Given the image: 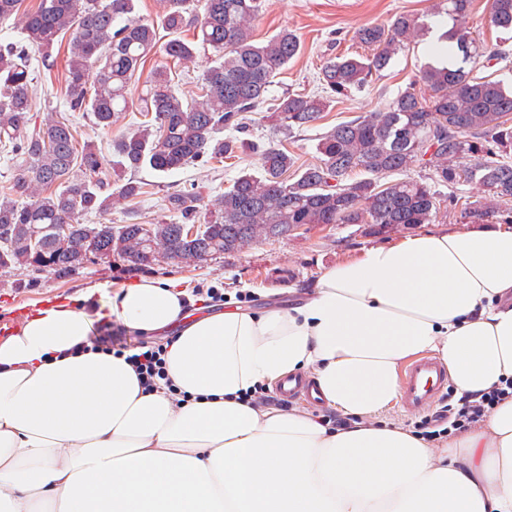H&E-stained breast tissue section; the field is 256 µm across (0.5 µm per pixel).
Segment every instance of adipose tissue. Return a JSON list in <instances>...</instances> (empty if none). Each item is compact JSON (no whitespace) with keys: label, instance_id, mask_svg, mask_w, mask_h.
<instances>
[{"label":"adipose tissue","instance_id":"ef3b65f1","mask_svg":"<svg viewBox=\"0 0 512 512\" xmlns=\"http://www.w3.org/2000/svg\"><path fill=\"white\" fill-rule=\"evenodd\" d=\"M308 293L191 318L184 290L136 278L39 307L0 338V512H512V400L437 450L367 421L429 353L460 397L512 379V228L375 245ZM104 318L171 332L153 390L90 350ZM308 369L346 425L252 403Z\"/></svg>","mask_w":512,"mask_h":512}]
</instances>
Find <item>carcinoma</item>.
Here are the masks:
<instances>
[{
    "instance_id": "obj_1",
    "label": "carcinoma",
    "mask_w": 512,
    "mask_h": 512,
    "mask_svg": "<svg viewBox=\"0 0 512 512\" xmlns=\"http://www.w3.org/2000/svg\"><path fill=\"white\" fill-rule=\"evenodd\" d=\"M0 0V20L20 12L28 45L0 44V152L20 159L0 193V270L26 269L59 277L94 258L118 257L134 267L156 264V256L190 258L235 254L275 240L302 225L366 224L409 228L433 223L445 203L473 222L512 223V82L477 79L468 64L484 57L507 61L512 49H482L470 31L474 0H439L437 14L455 22L449 38L429 48L432 62L382 110L343 121L319 138L312 162L299 161L283 144L261 149L259 174L242 171L211 199L191 189L168 197L180 220L149 227L86 223L107 214L114 202L143 194L133 177L107 183L99 177L104 159L92 141L78 142L67 116H50L32 132L33 85L28 48L50 59L70 34L65 104L101 129L138 100L143 121L112 139V169L150 168L171 174L204 159L223 162L255 145L223 138L242 130L244 114L271 102L272 116L291 132L319 121L340 96L382 76L395 56L424 26L413 14L362 28L357 41L369 54H339L322 66L326 95L272 93L274 78L298 56V37L284 29L266 42L255 39L262 0H161L154 19L140 15L139 0ZM490 24L512 31V0H492ZM169 39L159 44V30ZM192 32L188 39L183 33ZM211 52L192 102L175 89L165 70H154L141 95L133 81L157 52L177 65ZM427 87L429 94L417 89ZM429 180L396 179L415 166ZM440 183L472 185L483 196L446 199ZM384 188H379V185ZM200 224L195 236L186 225ZM66 230H60V225Z\"/></svg>"
}]
</instances>
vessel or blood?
Instances as JSON below:
<instances>
[{"instance_id":"vessel-or-blood-1","label":"vessel or blood","mask_w":512,"mask_h":512,"mask_svg":"<svg viewBox=\"0 0 512 512\" xmlns=\"http://www.w3.org/2000/svg\"><path fill=\"white\" fill-rule=\"evenodd\" d=\"M447 389V367L437 358L422 357L408 364L404 370L400 404L417 414L432 408Z\"/></svg>"}]
</instances>
